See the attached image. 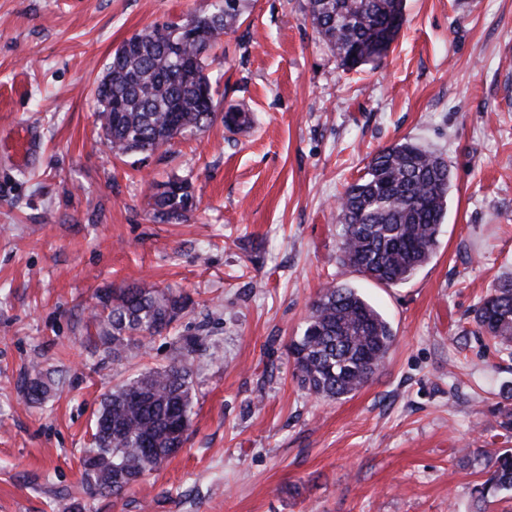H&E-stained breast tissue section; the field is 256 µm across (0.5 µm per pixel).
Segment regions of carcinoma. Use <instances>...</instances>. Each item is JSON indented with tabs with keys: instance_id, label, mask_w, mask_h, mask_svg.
<instances>
[{
	"instance_id": "cac0c4a2",
	"label": "carcinoma",
	"mask_w": 512,
	"mask_h": 512,
	"mask_svg": "<svg viewBox=\"0 0 512 512\" xmlns=\"http://www.w3.org/2000/svg\"><path fill=\"white\" fill-rule=\"evenodd\" d=\"M321 41L353 69L387 54L403 25L405 0H308ZM243 0H213L209 10L180 23L156 24L124 40L95 88L96 124L112 155L149 157L176 135L203 130L217 118L206 51L239 27ZM195 22V35L181 28ZM181 40L180 54L167 51ZM229 129L251 123L248 113L222 115ZM451 186L447 162L410 141L374 154L365 174L337 206L338 262L385 286L405 283L430 259L443 224ZM152 218L184 220L196 207L188 181L151 185ZM190 297L148 282L106 291L92 312L97 342L114 360L132 347L163 337L171 362L121 383L105 395L81 456L89 494L117 496L167 463L188 440L193 407L196 336H173ZM478 332L512 355V279L493 285L475 310ZM394 342L389 322L356 291L326 284L310 304L302 334L289 347L299 379L317 398L339 400L359 391L382 368ZM29 400L46 398L51 376L32 366ZM487 478L471 488L475 512H488L502 491H512V449L481 452Z\"/></svg>"
}]
</instances>
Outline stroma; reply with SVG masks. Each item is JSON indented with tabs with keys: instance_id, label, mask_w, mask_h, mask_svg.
I'll return each instance as SVG.
<instances>
[{
	"instance_id": "1",
	"label": "stroma",
	"mask_w": 512,
	"mask_h": 512,
	"mask_svg": "<svg viewBox=\"0 0 512 512\" xmlns=\"http://www.w3.org/2000/svg\"><path fill=\"white\" fill-rule=\"evenodd\" d=\"M210 0H0V512H472L484 448H512V357L474 310L512 278V0H406L388 54L347 71L308 0H245L207 54L222 120L138 162L114 160L94 96L115 49ZM35 141L18 159L21 134ZM442 155L448 211L429 262L384 286L340 266L336 202L380 149ZM199 201L153 221L148 185ZM141 280L190 295L184 448L124 494L82 490L80 457L112 387L167 365L157 339L112 360L98 294ZM329 281L391 324L384 368L340 400L310 395L288 346ZM56 383L39 403L32 363Z\"/></svg>"
}]
</instances>
